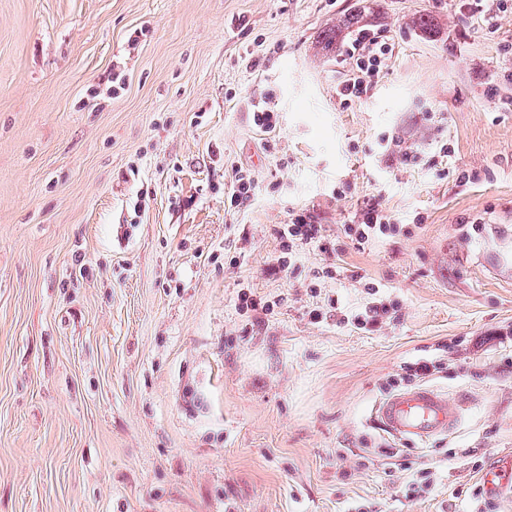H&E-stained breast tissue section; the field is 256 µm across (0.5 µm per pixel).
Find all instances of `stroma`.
I'll list each match as a JSON object with an SVG mask.
<instances>
[{
	"label": "stroma",
	"instance_id": "stroma-1",
	"mask_svg": "<svg viewBox=\"0 0 512 512\" xmlns=\"http://www.w3.org/2000/svg\"><path fill=\"white\" fill-rule=\"evenodd\" d=\"M487 7L493 33L460 0H0V512H505L480 476L512 452V9ZM357 10L395 50L344 106L323 38ZM375 202L404 232L355 249ZM294 210L334 250L275 274ZM417 363L464 407L420 449L373 419ZM253 178L249 170L241 167L234 168V176L231 190L224 200V207L227 211H239L251 198Z\"/></svg>",
	"mask_w": 512,
	"mask_h": 512
}]
</instances>
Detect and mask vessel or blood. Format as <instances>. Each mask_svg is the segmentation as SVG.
I'll return each instance as SVG.
<instances>
[{"label":"vessel or blood","mask_w":512,"mask_h":512,"mask_svg":"<svg viewBox=\"0 0 512 512\" xmlns=\"http://www.w3.org/2000/svg\"><path fill=\"white\" fill-rule=\"evenodd\" d=\"M374 417L394 439L423 448L453 431L462 418V410L450 404L436 388L416 385L379 401ZM482 485L489 495L507 496L512 491V455L487 467Z\"/></svg>","instance_id":"b4317fda"}]
</instances>
